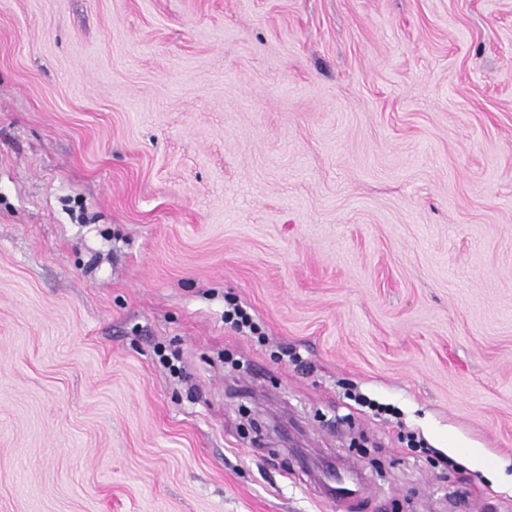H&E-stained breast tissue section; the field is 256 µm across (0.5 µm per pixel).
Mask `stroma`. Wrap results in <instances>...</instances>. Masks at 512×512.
I'll use <instances>...</instances> for the list:
<instances>
[{
    "mask_svg": "<svg viewBox=\"0 0 512 512\" xmlns=\"http://www.w3.org/2000/svg\"><path fill=\"white\" fill-rule=\"evenodd\" d=\"M0 512H512V0H0ZM224 323L246 334H254L259 329L247 309L233 301L228 302L224 309Z\"/></svg>",
    "mask_w": 512,
    "mask_h": 512,
    "instance_id": "stroma-1",
    "label": "stroma"
}]
</instances>
